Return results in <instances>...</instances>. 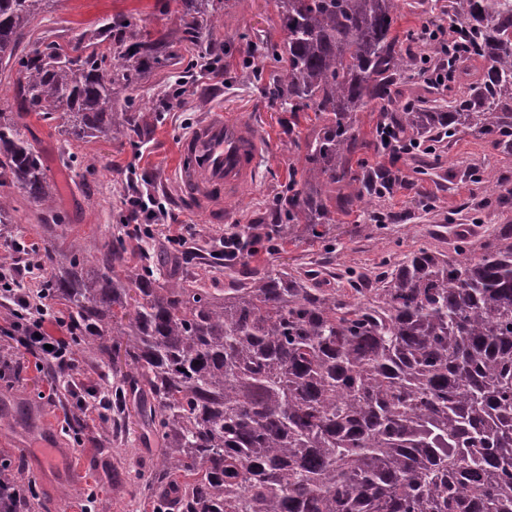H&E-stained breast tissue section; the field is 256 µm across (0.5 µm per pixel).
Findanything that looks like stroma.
<instances>
[{
	"label": "stroma",
	"mask_w": 512,
	"mask_h": 512,
	"mask_svg": "<svg viewBox=\"0 0 512 512\" xmlns=\"http://www.w3.org/2000/svg\"><path fill=\"white\" fill-rule=\"evenodd\" d=\"M231 4L211 37L224 50L210 68L198 64L201 48L173 43L167 65L153 67L146 80L119 89L117 105L144 107L151 114L140 133L69 142L56 122L24 117L26 136L57 187L53 211L62 224L55 233L46 232L38 209L19 189L0 188L14 208L13 224L0 234V256L11 255L17 243L41 252L55 238L102 247L124 232L128 199L135 194L159 199L167 216L152 225L150 239L129 238L131 265L139 264L142 253H156L165 272L191 274L211 288L230 287L247 267L261 272L303 268L340 273L349 267L375 272L380 262L395 266L423 245L452 250L456 229L467 228L471 237L480 238L498 225L512 224L511 203L483 202L486 181L503 179L512 188L511 155L498 153L474 133L461 132L441 154L390 159L373 146L380 114L372 105L353 115L359 139L369 146L352 161L372 167L394 164L402 176L400 186L372 206L357 202L333 209L335 222L327 236L282 240L274 249L263 243L247 264L224 266L216 255L224 250L225 231L252 226L260 233L273 232L271 213L289 185L299 181L306 145L322 125L313 112H286L273 95L283 70L278 47L284 38L275 0ZM116 16L128 17L134 34L156 39L179 27L181 6L178 0H48L31 29L64 44ZM218 110L256 122L267 153L257 186L226 201L224 220L215 224L204 212L179 202L174 168L180 137ZM372 211L391 215L392 223L369 236L359 233ZM178 230L195 245L189 255L169 251L168 237ZM71 405L62 382L52 380L24 348L0 335V413L11 420L0 425V461H10L24 482L36 487L40 512H144L139 491L127 476L149 468L159 447L140 440L133 414L128 417L129 438H116L110 447L100 445L94 413L86 414L81 439H73L68 431ZM47 438L61 450L50 468L38 462Z\"/></svg>",
	"instance_id": "stroma-1"
}]
</instances>
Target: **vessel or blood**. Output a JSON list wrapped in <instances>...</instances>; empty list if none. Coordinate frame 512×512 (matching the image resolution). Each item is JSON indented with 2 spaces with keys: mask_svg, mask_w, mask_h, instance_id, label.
Instances as JSON below:
<instances>
[{
  "mask_svg": "<svg viewBox=\"0 0 512 512\" xmlns=\"http://www.w3.org/2000/svg\"><path fill=\"white\" fill-rule=\"evenodd\" d=\"M265 141L252 124L215 112L178 143L174 186L191 208L213 222L224 216L223 198L247 191L257 182Z\"/></svg>",
  "mask_w": 512,
  "mask_h": 512,
  "instance_id": "1",
  "label": "vessel or blood"
}]
</instances>
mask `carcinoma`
Segmentation results:
<instances>
[{"mask_svg": "<svg viewBox=\"0 0 512 512\" xmlns=\"http://www.w3.org/2000/svg\"><path fill=\"white\" fill-rule=\"evenodd\" d=\"M47 0H0V70L22 74L15 105L62 120L80 141L147 124L117 108L118 88L170 59L165 39L126 44L111 21L65 45L27 39ZM184 4L179 41L200 43L228 0ZM287 66L275 96L324 125L307 145L302 188L276 234L325 235L323 187L373 199L398 185L390 167L355 170L368 147L353 113L380 105L385 126L434 147L471 131L512 155V0H448V16L484 66L446 105L389 109L420 58L393 35L401 0H276ZM26 46H21L22 42ZM11 104L0 100V186L45 214L55 185ZM118 235L87 269L79 243L45 251L47 297L64 300L73 366L106 390L99 433L126 431L134 402L162 455L133 482L152 512H512V224L455 254L421 246L370 279L328 288L309 271L252 273L231 288L161 280L126 265ZM126 337L120 346L114 337ZM126 366L111 372L114 351Z\"/></svg>", "mask_w": 512, "mask_h": 512, "instance_id": "cac0c4a2", "label": "carcinoma"}]
</instances>
